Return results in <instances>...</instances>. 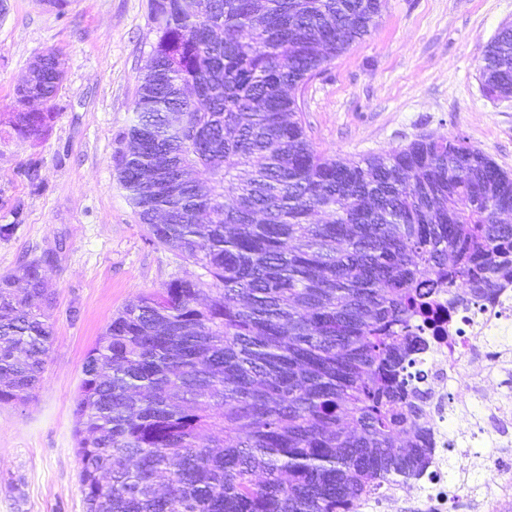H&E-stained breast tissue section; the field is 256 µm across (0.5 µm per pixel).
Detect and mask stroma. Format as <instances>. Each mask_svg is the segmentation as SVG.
<instances>
[{
	"label": "stroma",
	"instance_id": "35a3bbf8",
	"mask_svg": "<svg viewBox=\"0 0 512 512\" xmlns=\"http://www.w3.org/2000/svg\"><path fill=\"white\" fill-rule=\"evenodd\" d=\"M0 275L52 253L54 344L44 382L26 403L0 407V512H87L74 415L88 351L138 295L183 274L185 263L150 239L119 183L112 156L131 124L154 41L149 0H0ZM512 0H386L370 35L297 97L309 139L350 159L383 154L425 134L461 137L512 171V98L489 96L479 62ZM66 61L37 139L19 141L3 119L38 53ZM35 168L36 179L26 171ZM473 471L448 454L449 483L473 491L447 512H480L487 487L512 483V450L472 443Z\"/></svg>",
	"mask_w": 512,
	"mask_h": 512
}]
</instances>
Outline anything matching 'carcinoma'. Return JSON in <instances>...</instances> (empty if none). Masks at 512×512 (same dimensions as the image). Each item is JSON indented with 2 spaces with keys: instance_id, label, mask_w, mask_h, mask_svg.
<instances>
[{
  "instance_id": "obj_1",
  "label": "carcinoma",
  "mask_w": 512,
  "mask_h": 512,
  "mask_svg": "<svg viewBox=\"0 0 512 512\" xmlns=\"http://www.w3.org/2000/svg\"><path fill=\"white\" fill-rule=\"evenodd\" d=\"M155 41L113 164L151 239L192 267L130 301L88 352L75 414L87 512H362L432 462L409 365L435 296L512 283V174L459 139L360 160L314 149L296 92L384 0H149ZM65 60L34 90L52 101ZM512 97V22L479 65ZM180 111L172 129L166 114ZM48 112L10 119L21 139ZM159 153L175 197L141 174ZM0 276V404L53 346L42 266Z\"/></svg>"
}]
</instances>
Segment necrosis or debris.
Here are the masks:
<instances>
[{"label":"necrosis or debris","instance_id":"obj_1","mask_svg":"<svg viewBox=\"0 0 512 512\" xmlns=\"http://www.w3.org/2000/svg\"><path fill=\"white\" fill-rule=\"evenodd\" d=\"M511 330V284L487 300L441 297L434 318L423 323L422 333L432 343L421 371L432 398L435 477H442L448 461L449 390L458 384H466L484 408L480 421L461 428V437L479 433L491 438L493 448L512 447V347L486 343L487 337Z\"/></svg>","mask_w":512,"mask_h":512}]
</instances>
